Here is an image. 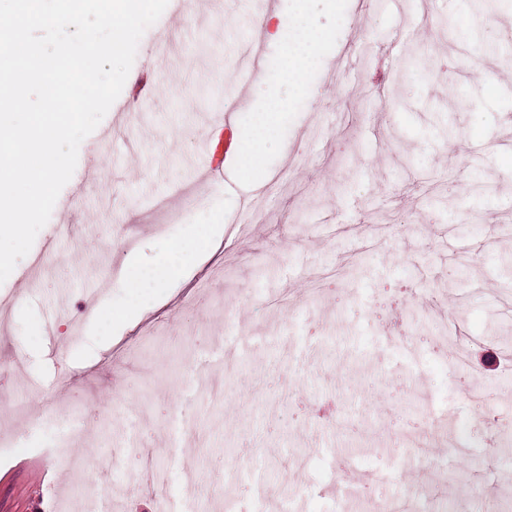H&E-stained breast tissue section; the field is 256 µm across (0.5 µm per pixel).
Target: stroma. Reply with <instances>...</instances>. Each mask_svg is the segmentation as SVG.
Listing matches in <instances>:
<instances>
[{
	"instance_id": "35a3bbf8",
	"label": "stroma",
	"mask_w": 512,
	"mask_h": 512,
	"mask_svg": "<svg viewBox=\"0 0 512 512\" xmlns=\"http://www.w3.org/2000/svg\"><path fill=\"white\" fill-rule=\"evenodd\" d=\"M480 2L341 0L318 15L332 38L312 95L247 180L216 183L187 160L257 125L234 39L294 4L169 0L0 284V512H278L289 497L332 512L360 473L407 512H479L477 489L512 479V434L478 418L468 388L512 415V8ZM219 215L218 249L141 319L112 332L90 315L131 299L125 238L151 263ZM401 301L416 313L385 333ZM57 415L82 418L62 446ZM442 415L464 428L454 454L403 460L393 425L414 438Z\"/></svg>"
}]
</instances>
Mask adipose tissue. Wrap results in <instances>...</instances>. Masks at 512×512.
<instances>
[{
  "label": "adipose tissue",
  "instance_id": "1",
  "mask_svg": "<svg viewBox=\"0 0 512 512\" xmlns=\"http://www.w3.org/2000/svg\"><path fill=\"white\" fill-rule=\"evenodd\" d=\"M290 19L280 13L267 16L262 34L271 44H283L284 69L288 85L294 94H311L306 77L329 39L328 31L317 26L315 16L324 11H335L339 0H293ZM220 224H198L185 236L169 240L163 255L146 268L140 265L136 254H129L125 265V285L129 288L162 290L172 282L184 278L189 269L206 261L220 234Z\"/></svg>",
  "mask_w": 512,
  "mask_h": 512
}]
</instances>
